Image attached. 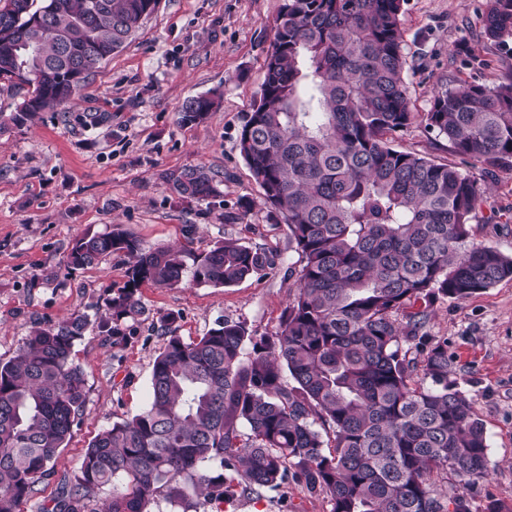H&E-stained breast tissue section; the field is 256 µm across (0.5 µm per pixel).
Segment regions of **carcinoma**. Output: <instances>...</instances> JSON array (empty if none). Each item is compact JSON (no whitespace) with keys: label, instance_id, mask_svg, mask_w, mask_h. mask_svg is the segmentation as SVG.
Wrapping results in <instances>:
<instances>
[{"label":"carcinoma","instance_id":"cac0c4a2","mask_svg":"<svg viewBox=\"0 0 512 512\" xmlns=\"http://www.w3.org/2000/svg\"><path fill=\"white\" fill-rule=\"evenodd\" d=\"M405 0H285L240 154L264 203L301 255L280 330L253 336L225 320L186 343L168 336L140 413L97 434L76 484L42 512H199L277 488L288 478L329 498L332 512H470L468 491L491 467L484 425L459 388L448 340L426 335L439 296L465 300L512 279V255L470 241L483 198L458 166L401 151L391 136L415 118L406 86ZM157 0H0V82L26 89L0 131L66 103L121 49ZM485 35L512 42V0H490ZM85 66L72 82L71 63ZM216 101L191 98L185 123ZM426 126L453 153L512 167V76L434 91ZM186 200L219 195L191 166L163 176ZM123 253L126 285L99 325L142 312V283L231 287L273 265L226 238L209 250L147 249L125 230L80 238L67 265ZM87 320L39 328L0 361V512H21L71 437L86 402L73 362ZM220 461L223 472L203 467ZM462 490L441 492L435 473ZM112 496L98 503L99 493Z\"/></svg>","mask_w":512,"mask_h":512}]
</instances>
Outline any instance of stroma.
Here are the masks:
<instances>
[{
  "instance_id": "1",
  "label": "stroma",
  "mask_w": 512,
  "mask_h": 512,
  "mask_svg": "<svg viewBox=\"0 0 512 512\" xmlns=\"http://www.w3.org/2000/svg\"><path fill=\"white\" fill-rule=\"evenodd\" d=\"M284 0H159L123 48L102 62L70 103L0 133V361L12 358L38 326L85 316L73 358L86 380V402L67 447L35 487L23 512H38L74 481L85 449L112 423L141 412L150 399L152 364L168 333L196 340L218 322L243 323L254 336L280 329L298 286L301 258L286 224L264 204L240 155L239 132L259 95L276 19ZM489 0H406V82L417 112L434 88L497 84L512 73V44L489 40L482 17ZM207 92L219 107L200 122L180 119L184 103ZM396 149L453 163L485 185L471 225L474 243L512 254V168L486 173L458 156L415 120L395 134ZM205 167L219 196L180 199L165 173ZM120 224L147 248L195 253L233 238L272 252V269L239 284L186 280L174 288L141 284L142 312L119 336L101 333L107 303L125 286L127 259L71 269L67 257L86 234ZM174 314L170 327L160 317ZM428 335L448 341L461 390L485 427L491 473L473 486L471 512L497 504L512 512V280L465 300H435ZM224 512H331L326 495L296 481L265 488Z\"/></svg>"
}]
</instances>
